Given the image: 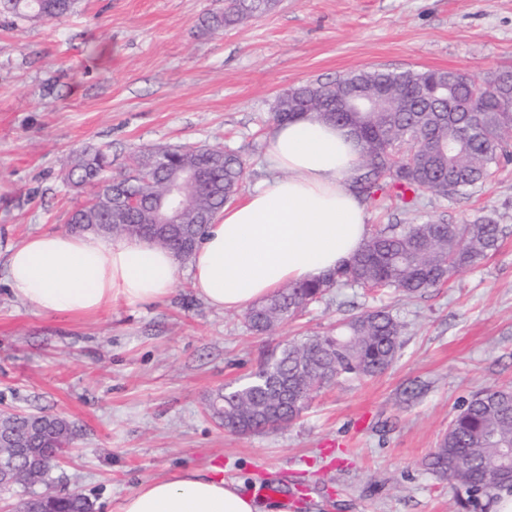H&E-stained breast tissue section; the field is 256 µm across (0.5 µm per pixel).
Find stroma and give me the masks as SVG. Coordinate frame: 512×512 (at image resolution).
Listing matches in <instances>:
<instances>
[{
    "instance_id": "35a3bbf8",
    "label": "stroma",
    "mask_w": 512,
    "mask_h": 512,
    "mask_svg": "<svg viewBox=\"0 0 512 512\" xmlns=\"http://www.w3.org/2000/svg\"><path fill=\"white\" fill-rule=\"evenodd\" d=\"M213 0H77L59 19L0 13V413L66 418L75 433L49 492L118 512L141 480L200 469L259 495L278 480L283 512H461L451 481L422 460L476 391L512 386V162L468 194L392 188L366 204L369 226L460 224L494 215L498 249L419 298L340 288L269 336L221 312L180 262L162 301L88 317L37 314L7 286L9 250L63 233L94 184L67 187L77 150L110 147L113 171L161 147L209 145L264 163L283 91L357 69L456 70L475 83L512 69V0H279L232 29L204 24ZM386 306L405 325L384 373L314 395L275 432L225 431L206 412L248 382L264 355Z\"/></svg>"
}]
</instances>
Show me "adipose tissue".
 Instances as JSON below:
<instances>
[{
	"mask_svg": "<svg viewBox=\"0 0 512 512\" xmlns=\"http://www.w3.org/2000/svg\"><path fill=\"white\" fill-rule=\"evenodd\" d=\"M360 145L346 128L312 116L276 124L266 161L272 178L244 202L225 206L189 259L196 294L221 311H240L289 282L317 278L349 260L369 233L351 187ZM7 283L39 314L91 316L120 301L167 297L177 261L135 238L47 233L11 248ZM119 512H275L235 485L186 469L149 478Z\"/></svg>",
	"mask_w": 512,
	"mask_h": 512,
	"instance_id": "adipose-tissue-1",
	"label": "adipose tissue"
}]
</instances>
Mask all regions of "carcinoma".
I'll use <instances>...</instances> for the list:
<instances>
[{
  "instance_id": "cac0c4a2",
  "label": "carcinoma",
  "mask_w": 512,
  "mask_h": 512,
  "mask_svg": "<svg viewBox=\"0 0 512 512\" xmlns=\"http://www.w3.org/2000/svg\"><path fill=\"white\" fill-rule=\"evenodd\" d=\"M73 5L74 0H0V12L27 20L54 19L69 13ZM275 6L276 0H219L209 19L216 27L233 26ZM470 84V79L450 70H359L332 82L284 91L276 100L273 119L289 121L311 105L317 118L352 130L362 149L351 187L365 199H376L383 190L382 179L401 200L408 191L446 199L486 182L500 158L509 155L512 141V112L497 111L502 94L498 75L487 78L485 97L464 112ZM360 90L382 93L380 111H342L349 96ZM187 168L198 171L202 179L186 186L185 204L211 220L237 194L245 162L238 154L215 147L157 148L135 157L132 168L114 174L107 149L81 152L67 182L72 187L94 182L98 191L92 201L71 213L70 230L79 224H110L114 238L146 239L181 260L188 259L206 225L158 227L152 224L149 204L124 210L112 206L113 184L125 185L127 194L160 196L168 182ZM141 172L151 174L150 183L139 182ZM502 234L500 225L486 215L464 224H385L336 269L310 281L291 282L250 308L249 329L270 334L341 285L421 296L497 250ZM403 329L389 311L365 310L334 332L314 334L271 352L251 381L220 391L209 402L224 404V417L233 422L235 433L280 429L301 416L320 388L386 371L401 348ZM0 425L30 441L32 448L63 449L71 442L69 424L53 415L40 432L14 415L4 417ZM510 460L512 386H502L472 396L448 424L424 466L453 482L467 512H489L501 491L512 493V474L500 469ZM11 490L25 512H91L89 500L80 494L49 498L21 485Z\"/></svg>"
}]
</instances>
